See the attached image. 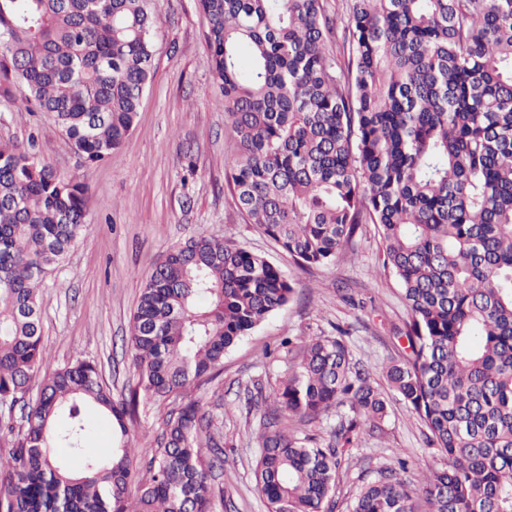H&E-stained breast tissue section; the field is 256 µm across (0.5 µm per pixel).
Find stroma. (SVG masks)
Returning a JSON list of instances; mask_svg holds the SVG:
<instances>
[{"label": "stroma", "mask_w": 512, "mask_h": 512, "mask_svg": "<svg viewBox=\"0 0 512 512\" xmlns=\"http://www.w3.org/2000/svg\"><path fill=\"white\" fill-rule=\"evenodd\" d=\"M153 71L131 134L112 156L83 165L50 115L16 105L23 87L0 75V142L85 184L89 215L65 261L38 292L43 346L52 364L98 363L114 397L138 381L127 350L131 318L146 277L172 247L203 232L233 242L279 266L295 292L282 309L226 353L219 376L188 396L214 415L224 434V461L211 482L220 490L213 512H266L254 480L257 391L272 392L288 365L280 341L340 336L352 358L386 387V367L401 349L397 331L408 309L396 279L382 267L374 225L327 266L297 264L235 205L226 173L234 140L224 94L206 49L207 21L198 0H150ZM176 401L141 408L129 426L138 461L157 451ZM408 463L409 479L447 460L429 447L404 401L388 400L378 431H363L340 455L333 512H350L361 487L381 471Z\"/></svg>", "instance_id": "obj_1"}]
</instances>
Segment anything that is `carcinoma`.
Wrapping results in <instances>:
<instances>
[{
  "instance_id": "1",
  "label": "carcinoma",
  "mask_w": 512,
  "mask_h": 512,
  "mask_svg": "<svg viewBox=\"0 0 512 512\" xmlns=\"http://www.w3.org/2000/svg\"><path fill=\"white\" fill-rule=\"evenodd\" d=\"M235 139L238 208L293 260L331 264L374 224L410 311L391 390L447 466L390 468L352 512H512V0H199ZM145 0H0V67L19 111L54 116L87 165L131 132L153 65ZM88 214L85 186L0 145V512H211L224 438L196 400L145 465L125 441L140 405L212 380L224 354L292 298L282 270L205 233L146 278L129 347L138 383L116 400L96 364L50 365L38 289ZM288 367L256 439L267 512H329L339 449L386 414L340 337L282 342ZM35 397H30L32 383ZM346 406L318 448L290 424ZM117 442L89 453L86 413ZM69 449L67 459L54 449Z\"/></svg>"
}]
</instances>
